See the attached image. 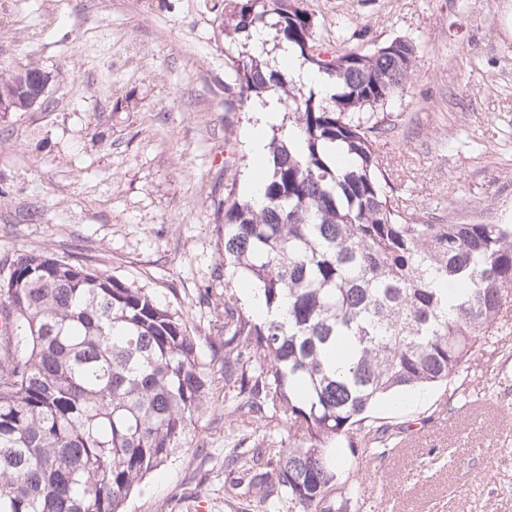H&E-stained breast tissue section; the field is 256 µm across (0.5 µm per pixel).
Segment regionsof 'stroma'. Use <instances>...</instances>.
Listing matches in <instances>:
<instances>
[{
    "label": "stroma",
    "instance_id": "stroma-1",
    "mask_svg": "<svg viewBox=\"0 0 512 512\" xmlns=\"http://www.w3.org/2000/svg\"><path fill=\"white\" fill-rule=\"evenodd\" d=\"M321 53L419 48L413 79L360 119L401 211L433 224L512 223V0H302ZM50 72L49 104L0 112V278L26 253L96 267L224 333L217 208L266 166L247 149L254 109L224 87L231 66L204 0H0V66ZM509 330L445 388L372 411L400 444L371 459L360 512H512ZM187 445L147 475L125 512H262L226 505L224 394Z\"/></svg>",
    "mask_w": 512,
    "mask_h": 512
}]
</instances>
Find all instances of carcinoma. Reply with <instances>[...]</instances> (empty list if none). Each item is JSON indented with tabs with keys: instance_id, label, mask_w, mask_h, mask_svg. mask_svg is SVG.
I'll return each instance as SVG.
<instances>
[{
	"instance_id": "carcinoma-1",
	"label": "carcinoma",
	"mask_w": 512,
	"mask_h": 512,
	"mask_svg": "<svg viewBox=\"0 0 512 512\" xmlns=\"http://www.w3.org/2000/svg\"><path fill=\"white\" fill-rule=\"evenodd\" d=\"M224 45L262 25L333 85L306 94L266 51L232 61L239 99L279 91L260 198L224 199V336L104 271L24 254L0 280V512H123L132 491L187 444L224 373V422L265 419L284 436L224 449L263 512H354L361 478L338 454L379 458L398 438L376 425L385 396L467 379L512 305V224H429L393 206L374 127L355 113L415 72L398 39L368 54H313L299 0H235ZM252 282L268 317L232 283Z\"/></svg>"
}]
</instances>
